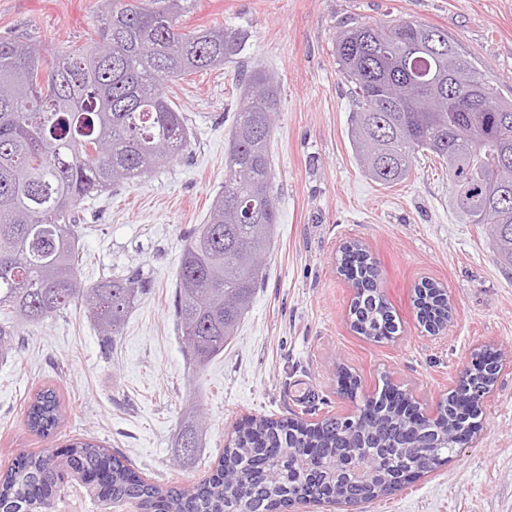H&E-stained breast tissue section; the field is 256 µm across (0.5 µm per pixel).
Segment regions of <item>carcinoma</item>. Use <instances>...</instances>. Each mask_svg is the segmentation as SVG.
I'll return each instance as SVG.
<instances>
[{
	"mask_svg": "<svg viewBox=\"0 0 512 512\" xmlns=\"http://www.w3.org/2000/svg\"><path fill=\"white\" fill-rule=\"evenodd\" d=\"M97 38L48 54L27 36L0 38V311L40 322L83 306L102 335L115 336L143 281L132 276L86 286L77 277L75 226L82 200L140 181L177 159L188 145L187 117L164 87L240 55L245 34L214 25L188 30L182 18L196 0H102ZM336 61L353 85L357 111L348 137L377 183L410 177L418 154L448 166L455 212L485 224L500 262L512 266V101L499 97L472 55L448 33L418 20L359 22L341 29ZM242 105L230 131L224 186L209 218L186 237L177 267L174 316L192 365L224 351L254 292L279 223L269 146L280 87L265 71L238 74ZM482 98L483 112H457ZM340 271L356 282L353 328L389 338L395 316L379 287L377 263L358 243L344 246ZM416 305L434 327L448 320L439 285L416 288ZM473 365L470 388L412 418L409 395L386 386L364 403L367 414L327 416L313 424L247 417L224 448L217 474L190 490L149 484L104 448L70 444L59 455H24L0 479V512H57L65 486L77 484L101 512H271L311 494L338 502L372 501L395 492V477L426 472L459 449L453 436L479 417L458 407L469 390L485 391L498 367ZM27 424L48 437L60 420L55 391L29 402ZM205 416L180 425L179 446L197 448ZM346 459L367 473L359 486L336 473Z\"/></svg>",
	"mask_w": 512,
	"mask_h": 512,
	"instance_id": "obj_1",
	"label": "carcinoma"
}]
</instances>
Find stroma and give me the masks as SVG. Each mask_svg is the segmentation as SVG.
<instances>
[{"instance_id": "35a3bbf8", "label": "stroma", "mask_w": 512, "mask_h": 512, "mask_svg": "<svg viewBox=\"0 0 512 512\" xmlns=\"http://www.w3.org/2000/svg\"><path fill=\"white\" fill-rule=\"evenodd\" d=\"M99 0H0V37L25 34L45 49L89 42ZM414 19L446 30L471 53L497 94L512 99V0H197L183 24L244 30L239 60L169 86L189 144L143 181L83 202L78 277L94 284L140 273L145 290L117 336L99 335L82 307L22 323L0 357V475L19 452L63 451L97 440L143 479L188 489L214 473L232 429L248 416L343 415L390 383L434 412L484 347L502 364L468 447L448 463L357 512H512V267L497 260L486 227L461 223L448 174L419 157L411 177L381 186L359 169L347 128L351 86L335 38L359 21ZM273 71L281 106L270 144L280 219L266 277L236 335L203 369L189 362L173 314L178 258L205 223L224 183L228 136L242 105L238 67ZM361 242L379 262L399 330L373 341L351 327L353 291L337 270L342 247ZM446 288L452 319L427 332L414 288ZM356 379L355 394L339 387ZM54 389L61 423L49 438L26 425L27 405ZM207 417L188 458L182 416Z\"/></svg>"}]
</instances>
